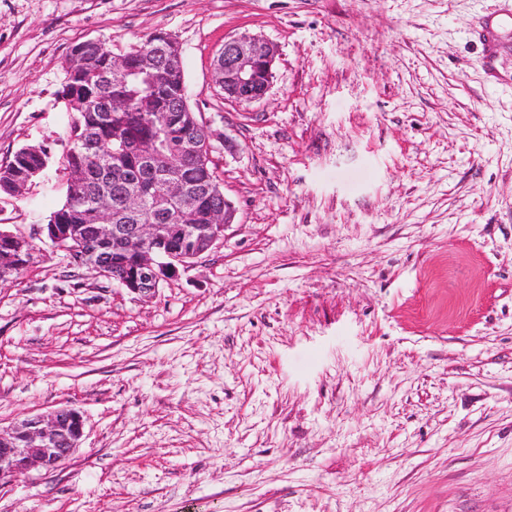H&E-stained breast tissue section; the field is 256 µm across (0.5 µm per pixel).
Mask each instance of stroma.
Here are the masks:
<instances>
[{"label": "stroma", "mask_w": 512, "mask_h": 512, "mask_svg": "<svg viewBox=\"0 0 512 512\" xmlns=\"http://www.w3.org/2000/svg\"><path fill=\"white\" fill-rule=\"evenodd\" d=\"M157 31L236 219L140 300L36 235L56 166L0 195L38 255L0 426L86 418L0 512H512V0H0V166L61 158L75 44ZM241 33L279 49L250 104L212 79ZM33 147V148H32ZM31 148L33 152L40 154V149L34 146L20 148L13 156V159L5 166H0V184L1 192L10 196L19 197L27 190L28 186L33 182H30L31 178L22 184H17L9 190V194L5 191V187L8 186L15 179L26 175L31 166L37 163L35 157L28 153V149Z\"/></svg>", "instance_id": "stroma-1"}]
</instances>
